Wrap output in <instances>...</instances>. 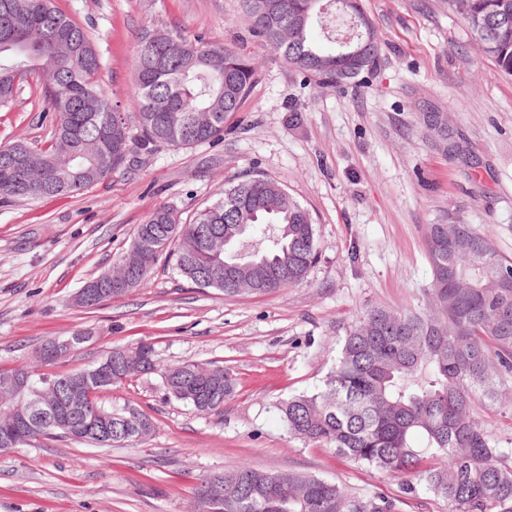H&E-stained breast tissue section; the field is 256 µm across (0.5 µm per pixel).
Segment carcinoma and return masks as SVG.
Masks as SVG:
<instances>
[{
	"label": "carcinoma",
	"mask_w": 512,
	"mask_h": 512,
	"mask_svg": "<svg viewBox=\"0 0 512 512\" xmlns=\"http://www.w3.org/2000/svg\"><path fill=\"white\" fill-rule=\"evenodd\" d=\"M482 51L512 74V0H448ZM249 36L317 86L360 80L379 56H340L337 38L351 17L336 0H242ZM309 15L304 29L290 26ZM334 47L313 42V25ZM140 111L128 117L99 88L100 59L88 31L54 0H0V107L20 84L38 77L54 113L51 143L16 142L0 150V200L33 201L78 194L136 163L137 151L224 139V121L240 111L257 77L254 59L218 41L143 27L133 53ZM136 128L137 138L130 135ZM137 148H132L131 143ZM25 164L12 168L14 157ZM271 233L247 249L254 229ZM432 280L425 310L372 307L347 332L324 388L280 403L290 435L333 448L387 474L398 494L359 497L312 475L242 466L224 473L222 495H208L213 475L195 490L204 512H401L423 489L448 512H512V448L472 415L481 398L498 400L512 384V259L471 224H429ZM129 250L137 272L115 282L94 277L102 294L77 306L95 309L143 286L162 257L187 283L226 297L248 288L267 294L300 284L317 259L310 213L287 200L274 179L257 176L224 187L183 224L170 206L156 208L134 230ZM155 371L153 347L112 349V384ZM83 370L35 374L52 415L42 418L16 400L0 413V450L61 437L97 448L134 446L154 430L136 406L101 399L90 382L86 417L73 419L70 391ZM169 397L201 413L217 412L233 393L224 367L186 364L163 373Z\"/></svg>",
	"instance_id": "obj_1"
}]
</instances>
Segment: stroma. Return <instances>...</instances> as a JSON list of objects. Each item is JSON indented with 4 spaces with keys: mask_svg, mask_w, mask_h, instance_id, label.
<instances>
[{
    "mask_svg": "<svg viewBox=\"0 0 512 512\" xmlns=\"http://www.w3.org/2000/svg\"><path fill=\"white\" fill-rule=\"evenodd\" d=\"M57 5L90 24L98 81L119 111L139 109L131 61L145 25L223 42L255 58L258 73L223 140L158 146L78 195L0 204V367L42 371L43 342L85 328L93 341L57 371L141 340L159 368L112 393L151 416L149 439L95 448L49 438L0 451V512H193L201 478L244 465L393 494L384 473L289 435L276 405L322 386L362 311L425 307L428 225H473L512 259V75L475 50L448 0H363L380 61L337 89L304 82L253 42L239 0ZM52 124L46 102L21 88L0 109V147L43 146ZM259 173L313 219L318 256L300 285L227 297L162 261L143 287L94 310L74 305L154 208L171 205L186 221L224 185ZM185 363L230 371L235 393L221 412L166 394L161 371Z\"/></svg>",
    "mask_w": 512,
    "mask_h": 512,
    "instance_id": "stroma-1",
    "label": "stroma"
}]
</instances>
